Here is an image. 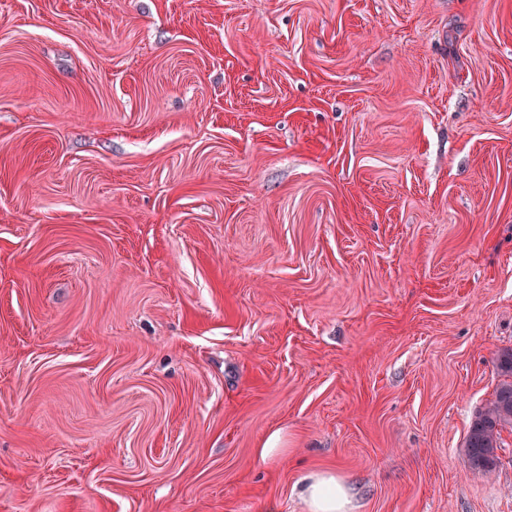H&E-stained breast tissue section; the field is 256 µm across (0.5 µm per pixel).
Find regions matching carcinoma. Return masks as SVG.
I'll return each instance as SVG.
<instances>
[{"mask_svg": "<svg viewBox=\"0 0 512 512\" xmlns=\"http://www.w3.org/2000/svg\"><path fill=\"white\" fill-rule=\"evenodd\" d=\"M495 367L501 380L493 397L473 414L464 442L468 469L485 477L498 465L502 432L512 429V347L499 351Z\"/></svg>", "mask_w": 512, "mask_h": 512, "instance_id": "carcinoma-1", "label": "carcinoma"}]
</instances>
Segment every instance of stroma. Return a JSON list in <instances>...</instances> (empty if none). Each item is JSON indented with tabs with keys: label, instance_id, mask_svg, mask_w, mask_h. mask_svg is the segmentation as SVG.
Wrapping results in <instances>:
<instances>
[{
	"label": "stroma",
	"instance_id": "stroma-1",
	"mask_svg": "<svg viewBox=\"0 0 512 512\" xmlns=\"http://www.w3.org/2000/svg\"><path fill=\"white\" fill-rule=\"evenodd\" d=\"M510 346L512 0H0V512H512ZM495 367L502 379L493 397L473 414L464 442L468 469L484 477L494 474L503 444L502 432L512 429V347L499 351ZM300 497L308 512H350L353 508L350 487L331 471L310 474Z\"/></svg>",
	"mask_w": 512,
	"mask_h": 512
}]
</instances>
